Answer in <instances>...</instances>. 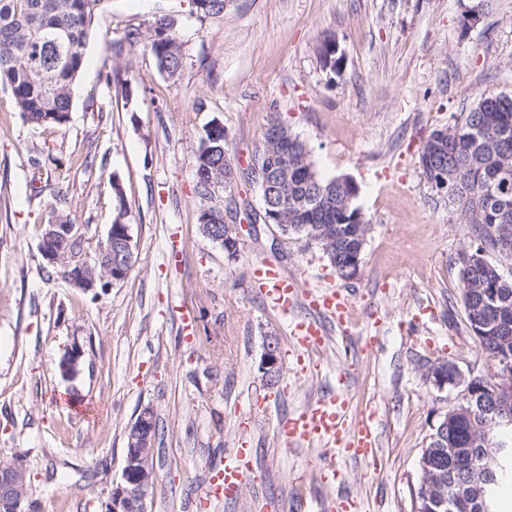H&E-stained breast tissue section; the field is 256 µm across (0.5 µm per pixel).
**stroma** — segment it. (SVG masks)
I'll list each match as a JSON object with an SVG mask.
<instances>
[{"label": "stroma", "mask_w": 512, "mask_h": 512, "mask_svg": "<svg viewBox=\"0 0 512 512\" xmlns=\"http://www.w3.org/2000/svg\"><path fill=\"white\" fill-rule=\"evenodd\" d=\"M479 20L463 27L466 14ZM177 22L183 64L161 74L148 48L155 16ZM335 36L342 67L323 69L317 47ZM121 79L108 80L111 71ZM512 94V0H232L203 16L190 0H102L74 87L69 120L33 126L0 88V463L25 460L37 512H103L123 466L128 429L143 407L159 422L152 512H263L293 493L351 496L372 512H414L418 458L453 389L427 380L448 361L492 378L464 314L455 259L473 228L418 163L431 131L469 111L479 94ZM288 123L327 178L350 176L369 226L357 280H341L321 249L260 222L250 168L272 118ZM220 123L238 173L202 190L194 157ZM121 184L136 263L97 293L71 286L39 244L61 217L95 263ZM242 221L236 255L202 234L203 210ZM303 288L331 286L353 300L351 324L330 329L319 369L300 371L290 323L306 303L273 309L253 278L258 262ZM191 310L196 334L180 332ZM378 341L363 352L371 315ZM280 342L281 378L258 370L268 334ZM83 353L76 377L60 364ZM346 372L371 410L376 460L340 458L320 481V451L284 452L280 420ZM246 441L253 470L233 500L207 497L227 449Z\"/></svg>", "instance_id": "1"}]
</instances>
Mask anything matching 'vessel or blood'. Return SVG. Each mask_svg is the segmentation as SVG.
<instances>
[{"label": "vessel or blood", "instance_id": "1", "mask_svg": "<svg viewBox=\"0 0 512 512\" xmlns=\"http://www.w3.org/2000/svg\"><path fill=\"white\" fill-rule=\"evenodd\" d=\"M255 273L265 284L264 294L276 309L285 311L299 299H306L314 315L298 320L290 335L291 345L300 355L314 356L326 344L325 321L343 325L353 308L351 298L336 289L303 291L299 282L280 268L262 264ZM352 398L339 388L331 389L301 411L281 421L277 435L283 449L318 446L324 452L322 482L335 477L340 456L366 457L375 453L377 436L371 418L352 421ZM253 451L247 444L230 449L224 466L211 477V492L227 500L237 498L251 472Z\"/></svg>", "mask_w": 512, "mask_h": 512}]
</instances>
